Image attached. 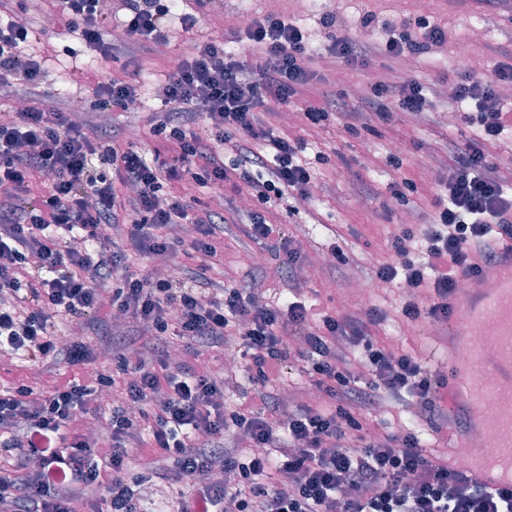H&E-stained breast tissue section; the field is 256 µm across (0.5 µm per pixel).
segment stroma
<instances>
[{"label": "stroma", "mask_w": 512, "mask_h": 512, "mask_svg": "<svg viewBox=\"0 0 512 512\" xmlns=\"http://www.w3.org/2000/svg\"><path fill=\"white\" fill-rule=\"evenodd\" d=\"M374 10L380 21L396 23L407 16L441 19L448 30L447 42L428 53L414 56L411 76L418 78L432 89L434 107L424 116L399 115L390 125L379 126L377 132L350 134L339 117H331L326 125L313 128L301 119H289L288 107L279 109L282 132L294 137L317 141L329 156L330 162L321 170L323 180L319 196L290 208L288 202L273 207L272 218L284 224L291 245L305 257L304 265L289 275L284 287L304 294L313 309L328 312L362 311L377 305L388 313L386 321L377 325L374 334L380 344L403 349L429 360L432 369L447 373L448 366L438 349L434 328L427 322L407 324L397 318L402 302L401 291L383 292L377 296L356 295L349 283L355 278H369L377 261L391 255L389 241L394 232L415 223L416 212L431 213L432 190L437 178L447 176L443 150L448 138L464 140L472 129L464 123L446 122L449 112L448 94L452 88L449 80L458 68L456 57L459 47H466L470 55L471 70L487 73L499 62L496 46L512 44V12L493 8L491 11H469L451 8L444 0H327L326 11L335 13L337 22L331 34L320 35L321 52L313 68L324 75L329 86L348 100H357L370 94L381 72L389 70L391 60L380 59L367 70L354 69L342 60L331 58L326 47L332 37L354 34V18L358 11ZM256 16L269 11H285L296 20H304L295 0H208L199 8L200 28L204 32L222 31L231 36L239 30L240 11ZM51 39L56 48L74 51L78 58L88 63V81L112 76L125 77L127 63L138 64L140 75L152 79L160 71L173 69L176 57L169 46L155 45L150 49L134 48L131 52L117 54L115 58H102L76 35L59 30ZM13 94L18 102H42L47 108L65 111L70 99L64 91L59 67H52L44 81L35 87L17 84ZM88 107L84 114L101 136L134 139L139 148L151 150L155 141L145 124L142 112L121 113L99 111L92 107V90L82 95ZM399 145L404 160L403 175L417 185V193L404 203H390L388 185L393 177L386 164L390 145ZM369 182L375 188L370 197L359 196L356 187ZM195 209L221 213L227 219L224 227V258L215 262L208 275L220 280L224 276L242 279L256 272L255 256L264 252V245L249 241L243 233L248 222L250 199L242 183L225 182L195 187L187 197ZM345 242L349 262L343 266L323 263L331 243ZM276 282L267 283L265 297H274L280 287ZM85 370L60 364L53 373L40 372L36 367L19 360L0 356V388H10L32 383L38 389L49 390L58 382L81 379Z\"/></svg>", "instance_id": "1"}]
</instances>
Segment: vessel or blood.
I'll return each instance as SVG.
<instances>
[{
  "instance_id": "b4317fda",
  "label": "vessel or blood",
  "mask_w": 512,
  "mask_h": 512,
  "mask_svg": "<svg viewBox=\"0 0 512 512\" xmlns=\"http://www.w3.org/2000/svg\"><path fill=\"white\" fill-rule=\"evenodd\" d=\"M464 321L449 320L442 329L452 370L448 382L449 408L480 403L489 394L491 379L512 371V248H504L498 261L485 267L481 276L461 288L452 302ZM482 364V373H467L458 352ZM465 357V358H466ZM499 415L487 427L497 439L500 453L481 457L471 470L488 487L512 485V383L498 389Z\"/></svg>"
}]
</instances>
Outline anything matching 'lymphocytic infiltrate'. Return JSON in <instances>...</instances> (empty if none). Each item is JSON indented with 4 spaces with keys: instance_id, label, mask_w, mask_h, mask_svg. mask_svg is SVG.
I'll return each instance as SVG.
<instances>
[{
    "instance_id": "lymphocytic-infiltrate-1",
    "label": "lymphocytic infiltrate",
    "mask_w": 512,
    "mask_h": 512,
    "mask_svg": "<svg viewBox=\"0 0 512 512\" xmlns=\"http://www.w3.org/2000/svg\"><path fill=\"white\" fill-rule=\"evenodd\" d=\"M12 2L0 0V356L96 370L90 381L45 392L28 384L0 390V448L9 454L0 468V512H147L141 488L155 480L176 491L167 512H512V487L473 481L447 456L428 455L412 430L370 424L382 404L407 401L433 428L448 423L447 383L416 354L374 343L382 309L316 316L300 301L261 299L255 279L209 281L200 270L140 276L129 272L116 237L126 231L154 262L168 263L183 246L210 261L223 225L182 199L161 202L163 178L220 185L233 177L260 208L287 195L311 197L315 167L328 157L319 151L313 162L303 160L305 141L279 133L273 104H295L312 127L340 115L353 132L396 112L430 111L426 85L408 77L355 104L323 88L315 106L305 99L313 55L288 16H257L239 31L250 51L244 61L221 39L194 37L199 20L181 0H123L121 15L103 0H53L50 19L106 57L118 48L105 40L108 30L142 48L187 33L161 81L160 105L150 103V83L134 77L94 85L99 108L149 104L151 130L170 152L164 162L156 152L117 150L70 113L13 101L8 86L39 84L50 55L39 50V35L14 20ZM445 39L444 27L418 17L392 30L385 45L337 39L330 53L364 69L378 55L424 53ZM499 55L491 73H456L459 119L479 129L448 142L450 177L433 201V222L394 236L390 259L376 267L383 283L401 278L414 290L432 288L428 309L403 305L405 321H447L459 274L478 276L497 246L512 241V165L493 162L489 152L512 133V110L498 92L512 81V49ZM36 174L48 189L32 198ZM108 224L114 234L105 233ZM245 234L282 245L275 274L303 261L284 246L282 225L260 210ZM107 298L133 334H101L94 345L62 340L58 325L74 320L100 331ZM233 345L254 387L244 404L228 401L223 375L198 362L202 350ZM357 362L364 375L354 373ZM292 368L314 394L297 409L272 390ZM84 414L97 420L101 447L79 433L63 437Z\"/></svg>"
}]
</instances>
